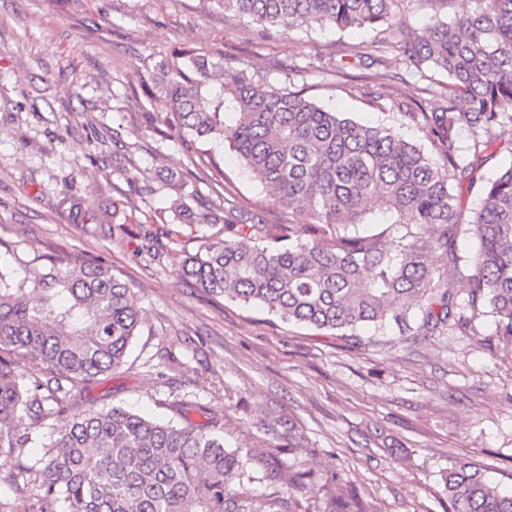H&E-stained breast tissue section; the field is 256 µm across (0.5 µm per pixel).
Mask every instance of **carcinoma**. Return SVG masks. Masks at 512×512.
Segmentation results:
<instances>
[{"label":"carcinoma","instance_id":"cac0c4a2","mask_svg":"<svg viewBox=\"0 0 512 512\" xmlns=\"http://www.w3.org/2000/svg\"><path fill=\"white\" fill-rule=\"evenodd\" d=\"M403 0H216L261 34L333 26L382 27L371 63L390 49L420 80L440 71L448 82L412 86L398 103L400 125L413 124L429 147L400 129L360 123L303 91L257 78L241 60L182 50L161 65L164 121L190 152L192 174L224 183L214 147L228 145L249 176L267 188L274 210L224 200L202 211L176 197L155 224L224 225V238L203 240L176 264L181 278L207 294L252 304L288 323L369 345L359 331L398 336L474 335L472 314L490 309L496 335L512 342V162L480 174L490 150L512 155L497 128L512 123V0H473L461 17L440 15L448 0H415L434 14L418 25L400 14ZM426 93L432 112L413 95ZM467 128L469 155L458 134ZM479 186L482 205L467 224L472 255L457 254L461 195ZM117 205L75 210L77 224H105ZM443 260L437 266L431 257ZM25 271L21 279L14 267ZM143 311L132 289L106 263L79 256L0 255V453L45 448L39 469L21 474L38 510L57 512H291L302 476L288 481L252 467L251 454L224 448L209 425L181 426L117 405L85 408V392L124 362ZM30 360L47 383L20 382ZM66 416L48 439L32 437ZM265 484L270 492L254 493ZM448 512H512L502 493L464 458L444 478Z\"/></svg>","mask_w":512,"mask_h":512}]
</instances>
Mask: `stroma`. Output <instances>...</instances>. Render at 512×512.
Here are the masks:
<instances>
[{
    "label": "stroma",
    "instance_id": "stroma-1",
    "mask_svg": "<svg viewBox=\"0 0 512 512\" xmlns=\"http://www.w3.org/2000/svg\"><path fill=\"white\" fill-rule=\"evenodd\" d=\"M378 38L326 26L263 39L214 0H0V242L30 257L103 259L144 312L124 365L86 405L168 419L170 404L186 402L192 422L217 420L225 448L251 449L256 468L303 474L299 512H324L350 491L364 512H447L444 478L459 458L512 491V346L483 313L467 339L389 332L357 347L180 278L176 261L224 227L148 223L175 196L168 174L190 162L163 121L162 97L147 98L142 85L175 51L194 48L245 59L258 77L307 89L355 120L394 125L414 79L403 60L390 52L383 67L354 58L334 68L340 42ZM288 65L302 69L290 82ZM217 155L228 199L267 204L228 148ZM132 174L152 192L137 193ZM112 200L126 232L73 223L72 207ZM43 454L0 455L1 504L31 508V486L12 475Z\"/></svg>",
    "mask_w": 512,
    "mask_h": 512
}]
</instances>
